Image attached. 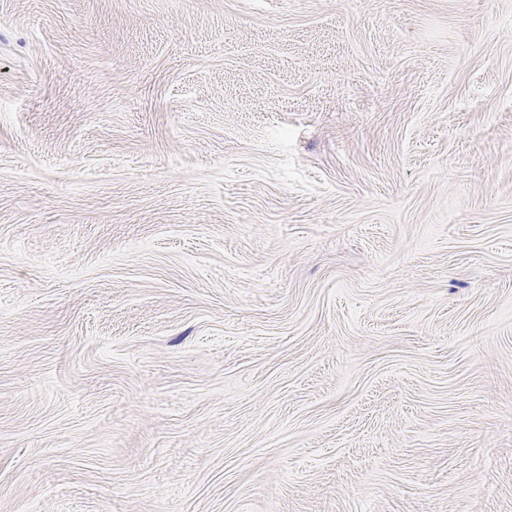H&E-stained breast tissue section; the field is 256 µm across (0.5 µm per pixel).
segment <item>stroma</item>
I'll return each mask as SVG.
<instances>
[{"instance_id": "obj_1", "label": "stroma", "mask_w": 512, "mask_h": 512, "mask_svg": "<svg viewBox=\"0 0 512 512\" xmlns=\"http://www.w3.org/2000/svg\"><path fill=\"white\" fill-rule=\"evenodd\" d=\"M0 512H512V0H0Z\"/></svg>"}]
</instances>
